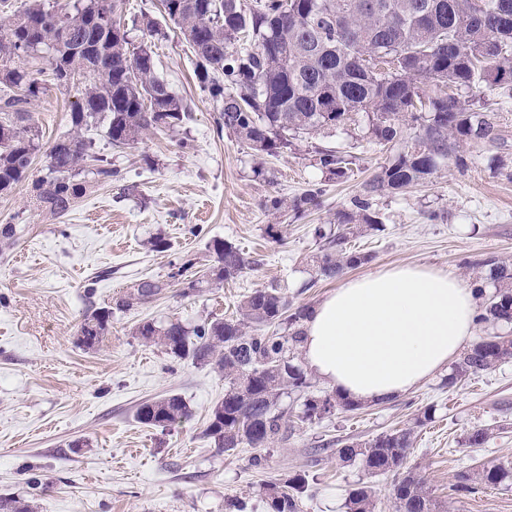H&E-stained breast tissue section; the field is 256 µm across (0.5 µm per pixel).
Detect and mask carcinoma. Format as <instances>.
Returning <instances> with one entry per match:
<instances>
[{
	"label": "carcinoma",
	"mask_w": 512,
	"mask_h": 512,
	"mask_svg": "<svg viewBox=\"0 0 512 512\" xmlns=\"http://www.w3.org/2000/svg\"><path fill=\"white\" fill-rule=\"evenodd\" d=\"M482 8H477L476 3ZM196 57L195 75L209 90L218 112L217 128L227 130L256 153L277 156L293 141L336 129L364 114L371 137L397 148L375 176L364 182L350 205L336 212V228H314L322 242L312 256L315 277L335 279L371 256L353 241L382 228L373 208L376 197L425 183L439 163L460 144L494 139L489 113L459 90L512 93V0H160ZM121 0H77L73 9H47L31 0L15 9L0 0V193L10 191L28 172L39 131L28 105L44 93L45 69L33 61L46 49L51 77L59 87L83 84L71 110V129L47 152V174L34 184L36 204L65 215L85 189L75 182L87 163L97 183L118 177L107 159L90 153L83 132L103 127L114 147L144 136L174 131L190 119L187 105L156 74L154 52L132 45L118 20ZM33 41L22 63L21 43ZM454 94H449L448 90ZM415 124L408 139L405 129ZM316 164L338 181L348 177L342 151H317ZM321 204V189L292 199L296 214ZM217 265L188 283L233 280L258 260L230 242L213 243ZM494 292L482 304L480 324L512 325V263L490 260ZM164 284L143 281L117 302L118 309L145 304ZM310 306L294 305L277 285L257 288L241 301L238 316L216 318L191 328L170 321L145 320L136 335L180 359L212 364L224 372V399L211 410L205 435L226 452L271 448L297 429L334 409L359 404L318 396L301 366L304 323ZM512 357V336H484L465 350L445 379L452 388L465 378L491 370ZM303 398L297 411L283 407L286 394ZM177 394L140 405L138 423L166 428L188 418ZM412 446L409 429L346 442L339 457L357 458L370 476L402 466ZM509 475L503 466L477 473L497 486ZM309 488L306 475L263 484L266 512H301ZM397 512H433L426 482L409 472L393 484ZM348 512H377L372 488L349 489Z\"/></svg>",
	"instance_id": "1"
}]
</instances>
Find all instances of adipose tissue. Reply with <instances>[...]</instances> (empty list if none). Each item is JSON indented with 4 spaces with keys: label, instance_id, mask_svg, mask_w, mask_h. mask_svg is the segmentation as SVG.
I'll return each instance as SVG.
<instances>
[{
    "label": "adipose tissue",
    "instance_id": "ef3b65f1",
    "mask_svg": "<svg viewBox=\"0 0 512 512\" xmlns=\"http://www.w3.org/2000/svg\"><path fill=\"white\" fill-rule=\"evenodd\" d=\"M480 294L421 265L351 279L311 309L306 368L340 397L384 403L447 367L475 336Z\"/></svg>",
    "mask_w": 512,
    "mask_h": 512
}]
</instances>
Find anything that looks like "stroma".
Returning <instances> with one entry per match:
<instances>
[{
  "instance_id": "1",
  "label": "stroma",
  "mask_w": 512,
  "mask_h": 512,
  "mask_svg": "<svg viewBox=\"0 0 512 512\" xmlns=\"http://www.w3.org/2000/svg\"><path fill=\"white\" fill-rule=\"evenodd\" d=\"M153 50L158 76L187 104L190 121L170 134L115 148L102 129L89 131L92 150L120 171L109 185L89 182L70 211L57 218L36 208L32 183L46 173V151L70 127L83 87L46 82L29 107L42 132L27 178L0 194V224L15 235L0 239V495L34 512H265V482L309 474L312 493L302 512H345L352 485L369 482L381 512H395L391 477H368L360 460L338 457L336 439L362 441L408 428L413 444L403 464L424 477L446 512H512V480L493 487L471 482L456 492L458 473L512 464V358L447 388L434 376L405 396L334 411L267 449L255 468L254 449L227 453L204 430L224 397V375L210 365L171 357L137 336L145 320L194 326L231 317L243 296L278 283L297 305H315L339 280L314 281L310 259L319 243L312 229L330 226L361 185L390 155L366 123L299 138L288 152L258 158L226 131L195 76V56L173 24ZM498 138L459 148L466 167L442 161L431 180L378 197L383 231L359 238L368 263L358 278L380 269L418 264L488 283L485 262L512 261V97L483 92ZM351 155L353 176L325 178L317 149ZM323 190L320 209L301 216L272 213L268 197L289 200L311 186ZM280 225L274 241L267 225ZM164 239V251L149 242ZM228 241L259 259L256 270L189 290L185 264L212 267L213 240ZM164 289L151 302L119 311L115 303L139 283ZM110 311L97 347L79 342L86 315ZM177 394L189 419L162 429L134 417L146 400ZM430 421L417 424L423 411ZM492 427L478 448L465 446L473 429Z\"/></svg>"
}]
</instances>
